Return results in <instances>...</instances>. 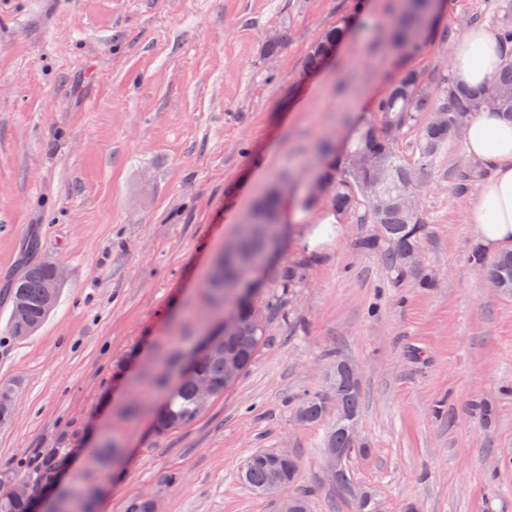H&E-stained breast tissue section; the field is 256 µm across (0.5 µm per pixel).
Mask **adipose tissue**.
I'll return each instance as SVG.
<instances>
[{"label": "adipose tissue", "instance_id": "ef3b65f1", "mask_svg": "<svg viewBox=\"0 0 512 512\" xmlns=\"http://www.w3.org/2000/svg\"><path fill=\"white\" fill-rule=\"evenodd\" d=\"M504 55L493 30L468 27L452 48L453 76L467 88L482 89L492 83ZM463 147L490 170L467 212L475 241L486 252L512 249V119L489 109L476 112L463 130Z\"/></svg>", "mask_w": 512, "mask_h": 512}]
</instances>
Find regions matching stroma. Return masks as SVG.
Here are the masks:
<instances>
[{"label":"stroma","mask_w":512,"mask_h":512,"mask_svg":"<svg viewBox=\"0 0 512 512\" xmlns=\"http://www.w3.org/2000/svg\"><path fill=\"white\" fill-rule=\"evenodd\" d=\"M497 0H438L419 51L383 41L395 0H0V382L17 386L0 422V472L44 449L68 456V486H92L94 512H278L239 478L260 450L289 449L310 512H358L329 478L333 377L348 362L361 393L366 454L349 464L377 512H512V297L471 265L472 194L454 139L418 196L428 222L419 261L434 285L394 281L358 248L375 231L316 207L282 216L260 272L304 268L267 313L265 344L192 424L157 433L164 391L136 385L157 357L217 329L207 280L260 192L305 195L322 142L343 147L373 117L397 64L426 84L444 74L457 19L494 26ZM350 29L305 76L310 46ZM283 36L277 53L265 50ZM67 276L55 309L24 339L10 332L9 283L33 261ZM320 396L321 422L297 416ZM484 403L491 423L472 410ZM124 446L122 465L91 447Z\"/></svg>","instance_id":"35a3bbf8"}]
</instances>
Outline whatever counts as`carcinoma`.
Segmentation results:
<instances>
[{
  "label": "carcinoma",
  "instance_id": "1",
  "mask_svg": "<svg viewBox=\"0 0 512 512\" xmlns=\"http://www.w3.org/2000/svg\"><path fill=\"white\" fill-rule=\"evenodd\" d=\"M398 2L387 37L395 49L407 52L421 43L424 26L433 10V0ZM496 17L502 44L510 49V53L506 54L491 93L461 86L450 77L442 79L431 91L416 71L399 69L385 94L376 102L373 121L358 127L350 138L340 160L341 177L337 179L330 172L321 174L327 185V193L321 201L308 195L292 198L280 193L270 195L254 213L251 222L242 226L235 251L224 256L216 266L209 288L224 302V307L234 309L237 334L255 337L244 366L251 364L265 343L267 323L260 305L251 296L252 289L244 288L242 284L250 279L251 269L261 265L266 239L280 224L284 210L290 208L303 214L322 202L334 212L357 214L377 229L374 235L361 239L358 246L379 254L397 281L412 271L409 255L422 248L427 221L421 210L409 208L404 198L416 195L421 179L434 169L448 142L464 128L474 112L491 105L512 117V0H499ZM345 35L346 26L342 23L328 29L308 50L304 72H316L332 47ZM413 126L419 127L417 156L409 163L399 154L396 144L404 130ZM471 264L485 272L497 292L512 296L511 249L500 252L491 260L477 250L471 256ZM48 274V268L41 261L15 280L10 290L11 304L24 301L29 319L39 324L45 320L42 284ZM300 281L301 265H288L279 274L277 287L280 294L273 298V302L280 301ZM196 371L198 378L221 387V391L228 389L224 385V358H208L196 366ZM334 392L336 421L328 434L326 447L329 449L347 447V428L358 419L361 400L357 377L345 373L339 366L334 373ZM204 410L198 401L195 381L176 382L169 388L155 417V429L163 434L186 426ZM299 413L301 420L316 423L325 415L324 402L317 396H310L302 403ZM66 467L67 461L61 453L49 450L39 456L38 477L27 482V486L34 492L39 485L50 483ZM276 470L280 471L286 486L295 483L297 470L272 461L266 451L256 452L244 461L241 479L253 490L262 492ZM91 495L90 490L70 495L64 492L60 507L54 512H86L84 500ZM0 512H29L28 501L11 499L3 493L0 495Z\"/></svg>",
  "mask_w": 512,
  "mask_h": 512
}]
</instances>
